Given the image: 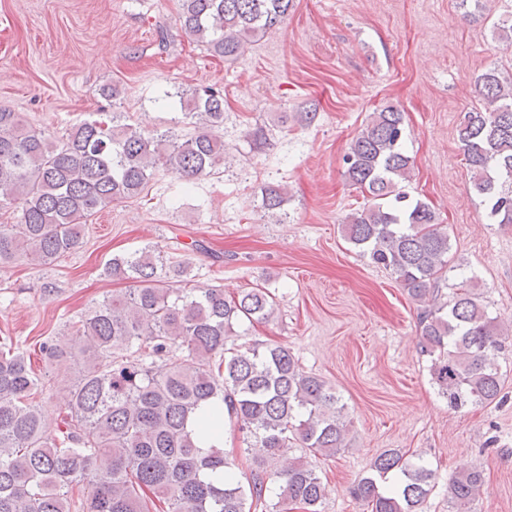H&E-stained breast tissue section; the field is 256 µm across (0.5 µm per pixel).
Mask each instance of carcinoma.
Segmentation results:
<instances>
[{"label":"carcinoma","mask_w":512,"mask_h":512,"mask_svg":"<svg viewBox=\"0 0 512 512\" xmlns=\"http://www.w3.org/2000/svg\"><path fill=\"white\" fill-rule=\"evenodd\" d=\"M179 21L220 57L281 25L294 0H179ZM481 107L463 113L458 141L487 217L512 224V81L489 66L478 78ZM196 133H148L124 113L85 119L53 145L16 112H0V265H51L78 250L86 221L115 201L143 193L165 167L190 181L224 167V94L210 88L176 92ZM404 112L393 105L367 116L344 157V176L365 199L342 224L345 239L390 270L422 304L419 352L448 408L489 405L502 389L497 353L512 339L471 291L457 284L448 304L430 295L448 271L450 240L434 207L410 194L412 159L405 148ZM288 191L262 192L267 216L278 217ZM146 245L115 255L103 275L133 282L85 311L72 338L40 344L46 362L82 361L68 388L57 432L47 431L36 401L42 391L31 355L8 338L0 343V512H256L266 506L267 483L242 484L222 448L197 446L193 427L233 422L246 442L264 449L269 468L299 443L313 457H334L347 434L345 405L323 379L305 372L287 347L242 344L230 351L235 327L269 321L275 301L264 287L228 298L219 286H178L187 274ZM174 350L184 352L171 358ZM277 501L269 512H320L328 489L315 468L298 461L274 472ZM432 470L399 450L380 454L372 474L353 489L371 512H424ZM484 473H454L448 484L453 512H471Z\"/></svg>","instance_id":"carcinoma-1"}]
</instances>
